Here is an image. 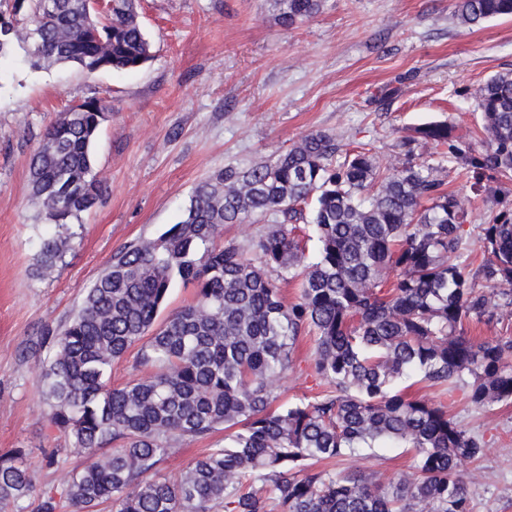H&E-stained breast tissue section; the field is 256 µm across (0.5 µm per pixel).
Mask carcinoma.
I'll list each match as a JSON object with an SVG mask.
<instances>
[{
    "mask_svg": "<svg viewBox=\"0 0 512 512\" xmlns=\"http://www.w3.org/2000/svg\"><path fill=\"white\" fill-rule=\"evenodd\" d=\"M54 3L6 0L0 57L18 45L34 66L87 73L151 59L137 0ZM322 6L274 0L275 19L290 27ZM510 15L512 0L455 4L463 26ZM473 98L483 150L461 151L446 121L406 130L399 146L447 148L480 192L486 174L512 173V74L491 77ZM110 114L108 98L68 106L30 159V198L56 228L40 240L41 269L63 262L72 225L107 192L93 174V144ZM435 171L409 161L383 168L371 150L313 132L197 183L177 223L113 254L72 318L30 340L35 356L53 349L38 375L48 421L89 462L38 492L25 450L0 451V512H25L31 498L32 512H475L462 471L486 441L411 388H461L478 411L512 404V336L474 341L464 329L512 307V209L482 225L473 270L461 253L467 212ZM264 217L271 225L259 237L221 239L224 225ZM178 281L194 284L195 298L162 319ZM292 282L299 295L289 302ZM307 336L326 389L282 403L275 382ZM133 348L149 373L112 386V365ZM219 430L224 443L177 480L155 476L180 441ZM377 448L410 449L409 470L383 480L328 466Z\"/></svg>",
    "mask_w": 512,
    "mask_h": 512,
    "instance_id": "carcinoma-1",
    "label": "carcinoma"
}]
</instances>
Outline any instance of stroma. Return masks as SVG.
Listing matches in <instances>:
<instances>
[{"label":"stroma","mask_w":512,"mask_h":512,"mask_svg":"<svg viewBox=\"0 0 512 512\" xmlns=\"http://www.w3.org/2000/svg\"><path fill=\"white\" fill-rule=\"evenodd\" d=\"M152 59L136 70L87 74L59 64L31 66L23 49L0 57V450L27 453L40 489L59 486L83 457L49 426L37 389L30 338L67 322L84 294L128 243L157 238L176 223L194 185L226 167L246 168L312 132L373 148L380 165L405 159L401 129L453 123L480 148L482 115L471 93L488 77L512 72V17L464 27L456 0H324L315 18L286 29L271 0H138ZM112 97L96 137L94 171L108 187L83 213L63 264L33 273L38 233L47 222L30 201L29 162L66 106ZM463 253L481 261L479 228L512 208V179L463 200ZM302 341L296 364L279 380L283 398L321 392ZM449 417L484 436V458L464 478L476 512H512V405L487 413L462 393L440 397ZM223 433L185 440L157 468L177 478ZM57 462L47 465L45 455ZM402 448L337 460L340 470H407Z\"/></svg>","instance_id":"1"}]
</instances>
